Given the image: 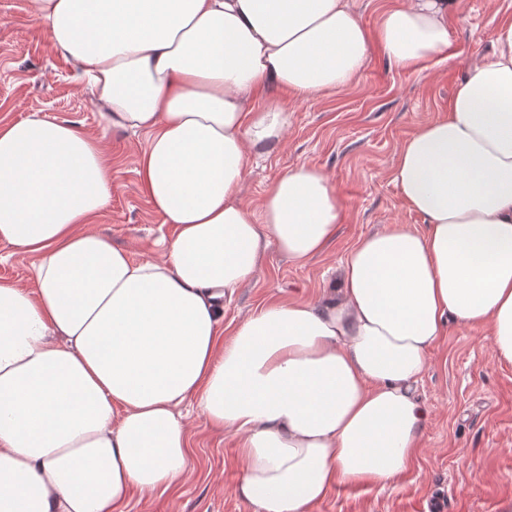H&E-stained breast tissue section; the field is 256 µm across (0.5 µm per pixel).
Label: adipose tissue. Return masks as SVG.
Instances as JSON below:
<instances>
[{
	"instance_id": "adipose-tissue-1",
	"label": "adipose tissue",
	"mask_w": 512,
	"mask_h": 512,
	"mask_svg": "<svg viewBox=\"0 0 512 512\" xmlns=\"http://www.w3.org/2000/svg\"><path fill=\"white\" fill-rule=\"evenodd\" d=\"M461 0H399L379 26L411 68L448 46ZM86 77L105 130L145 132L138 174L174 234L133 260L91 228L112 199L101 139L39 113L0 124V244L37 258L0 280V512H123L191 477L181 407L238 437L235 488L256 512H312L339 485H384L421 446L416 385L448 322L484 328L512 363V18L455 87L446 117L399 149L392 181L423 225L361 238L339 285L267 303L224 332V300L266 250L325 251L339 211L298 164L259 212L249 157L288 111L354 81L369 35L350 0H31Z\"/></svg>"
}]
</instances>
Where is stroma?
I'll return each mask as SVG.
<instances>
[{
    "label": "stroma",
    "instance_id": "obj_1",
    "mask_svg": "<svg viewBox=\"0 0 512 512\" xmlns=\"http://www.w3.org/2000/svg\"><path fill=\"white\" fill-rule=\"evenodd\" d=\"M512 0H462L448 26L447 50L414 69L390 62L378 41L351 85L306 102L272 98L288 110L286 141L249 161L243 201L259 210L271 180L307 164L328 176L340 208L336 237L325 252L297 266L269 248L252 280L236 289L224 316L234 327L270 298L316 300L363 236L390 224H419L391 180L397 153L423 124L443 117L456 84L487 54ZM77 121L102 136L112 161V199L93 229L133 259L159 254L170 225L143 193L139 159L144 134L102 130L79 68L54 48L31 15L30 0H0V121L31 113ZM427 411L421 448L406 472L386 485L332 488L313 512H427L445 497L447 512H512V364L498 362L482 328L449 325L417 384ZM195 473L167 491L134 494L125 512H255L234 492L241 478L237 438L214 432L190 407Z\"/></svg>",
    "mask_w": 512,
    "mask_h": 512
}]
</instances>
